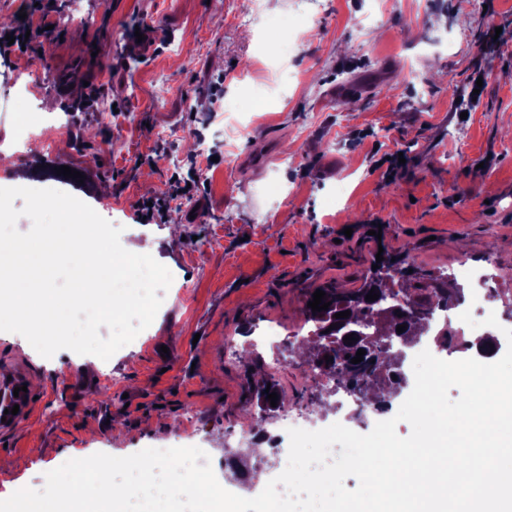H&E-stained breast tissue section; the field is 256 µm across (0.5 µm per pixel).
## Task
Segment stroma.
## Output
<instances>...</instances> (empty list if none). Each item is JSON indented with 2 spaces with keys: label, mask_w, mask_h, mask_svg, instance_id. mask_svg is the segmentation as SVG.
Wrapping results in <instances>:
<instances>
[{
  "label": "stroma",
  "mask_w": 512,
  "mask_h": 512,
  "mask_svg": "<svg viewBox=\"0 0 512 512\" xmlns=\"http://www.w3.org/2000/svg\"><path fill=\"white\" fill-rule=\"evenodd\" d=\"M252 2L54 0L41 51L0 58V101H13L0 112V187L77 197L173 277L153 323L107 363L69 350L47 359L0 336V371L27 365L40 400L34 420L0 435V500L17 482L42 489L75 455L190 446L209 452L226 490L256 496L224 461L278 476L287 452L248 449L277 433L281 411L360 434L380 416L346 419L333 395L318 408L323 389L294 339L258 351L253 330L300 328L307 289L361 288L382 247L433 275L463 263L496 273L476 319L512 293V36L489 44L512 23V0H324L316 12L263 0L260 26L227 24ZM363 16L375 19L365 32ZM281 64L287 98L258 108ZM240 81L253 95L229 130L224 105ZM477 81V104L457 100ZM92 86L96 110L75 111ZM119 113L128 120L114 133ZM398 153L406 169L385 178L377 161ZM62 165L82 180L57 175ZM189 171L197 192L171 200V176ZM146 199L168 201L164 222L140 220ZM268 379L282 410L256 402Z\"/></svg>",
  "instance_id": "stroma-1"
}]
</instances>
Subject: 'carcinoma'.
<instances>
[{
	"label": "carcinoma",
	"instance_id": "obj_1",
	"mask_svg": "<svg viewBox=\"0 0 512 512\" xmlns=\"http://www.w3.org/2000/svg\"><path fill=\"white\" fill-rule=\"evenodd\" d=\"M382 256L383 261L378 266L393 269L398 280L408 283L416 279L415 273L409 272L413 265L405 258H394L387 252ZM372 289L379 298L368 301L366 295ZM424 290L427 295L420 298L402 288L399 293L404 295L405 300L391 302L383 297L381 285L369 280L354 292H343L333 286L322 288L325 301L330 303L328 310L314 312L304 307L307 320L315 324L313 338L300 345V348L307 350L304 360L307 371L327 370L339 380V384L358 392L376 410H389L391 396L405 383V377L399 370L400 353L389 347L372 359L367 354L363 355V361L358 364L351 363V359L356 357L358 350L368 349L372 341L391 339L406 345L423 335L433 310L448 305L453 298L448 291L447 281L442 279H433ZM346 310L350 311L349 317H334V314ZM332 324L336 328H330ZM399 325L405 326L404 332L396 331ZM350 334L356 341L347 344L344 338ZM326 355L332 361H325Z\"/></svg>",
	"mask_w": 512,
	"mask_h": 512
}]
</instances>
